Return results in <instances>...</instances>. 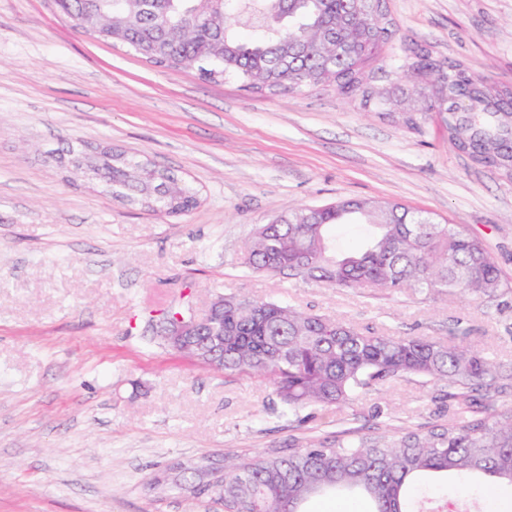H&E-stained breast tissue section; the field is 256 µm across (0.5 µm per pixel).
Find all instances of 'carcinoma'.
I'll use <instances>...</instances> for the list:
<instances>
[{
  "mask_svg": "<svg viewBox=\"0 0 512 512\" xmlns=\"http://www.w3.org/2000/svg\"><path fill=\"white\" fill-rule=\"evenodd\" d=\"M68 17L94 14L96 37L120 41L168 67L194 62L204 79L231 74L257 91H301L331 85L376 111L391 104L376 82L413 70L424 84L421 112H442L448 144L475 167L512 174V87L476 74L460 61L440 63L411 42L376 69L395 35L386 0H244L252 21L222 16V0H54ZM84 166L126 202L168 216L198 202L196 190L172 172L90 153ZM245 264L339 288H411L505 298L502 277L484 241L463 227L435 224L397 202L340 200L304 207L258 226ZM206 363L226 374L268 382L284 409L327 411L373 386L407 375L446 388L448 422L396 436L312 440L254 456L227 454L224 471L202 456L155 475L193 497L221 502L224 512H303L310 498L358 490L372 512H423L453 476L486 490L512 491V362L501 363L453 340L397 337L309 313L278 300L224 296V342L196 337Z\"/></svg>",
  "mask_w": 512,
  "mask_h": 512,
  "instance_id": "cac0c4a2",
  "label": "carcinoma"
}]
</instances>
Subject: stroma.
<instances>
[{
    "label": "stroma",
    "instance_id": "35a3bbf8",
    "mask_svg": "<svg viewBox=\"0 0 512 512\" xmlns=\"http://www.w3.org/2000/svg\"><path fill=\"white\" fill-rule=\"evenodd\" d=\"M385 55L435 58L512 85V0H388ZM371 112L335 88L253 92L199 80L76 31L53 0H0V512H221L154 486L176 459L447 422L439 386L408 376L314 418L265 382L193 364L154 341L173 308L277 297L394 336L447 339L512 361V307L488 298L327 288L244 263L258 225L344 198L398 202L482 238L512 280V181L448 143L397 82ZM416 110L417 123L404 122ZM168 168L198 192L164 216L104 194L69 148Z\"/></svg>",
    "mask_w": 512,
    "mask_h": 512
}]
</instances>
